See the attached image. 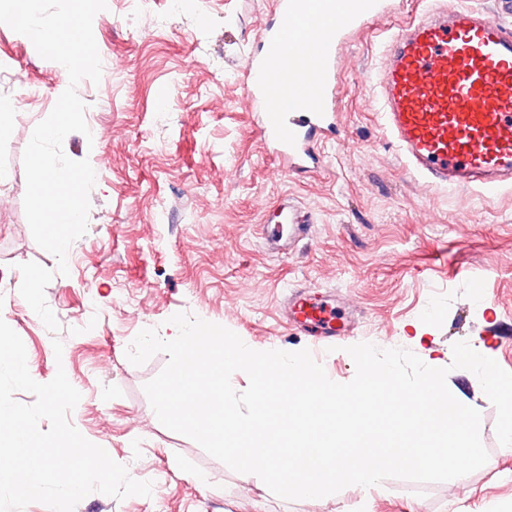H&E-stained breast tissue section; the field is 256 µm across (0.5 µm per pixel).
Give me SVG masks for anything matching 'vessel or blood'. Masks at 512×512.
<instances>
[{"instance_id":"vessel-or-blood-1","label":"vessel or blood","mask_w":512,"mask_h":512,"mask_svg":"<svg viewBox=\"0 0 512 512\" xmlns=\"http://www.w3.org/2000/svg\"><path fill=\"white\" fill-rule=\"evenodd\" d=\"M389 0H274V19L243 67L258 129L293 173L318 168L335 128L339 60L348 37L385 15ZM384 126L424 183L485 191L512 186V29L470 7L426 12L389 39L378 82ZM311 214L281 201L262 232H308ZM283 317L311 336L344 337L351 318L299 288Z\"/></svg>"}]
</instances>
